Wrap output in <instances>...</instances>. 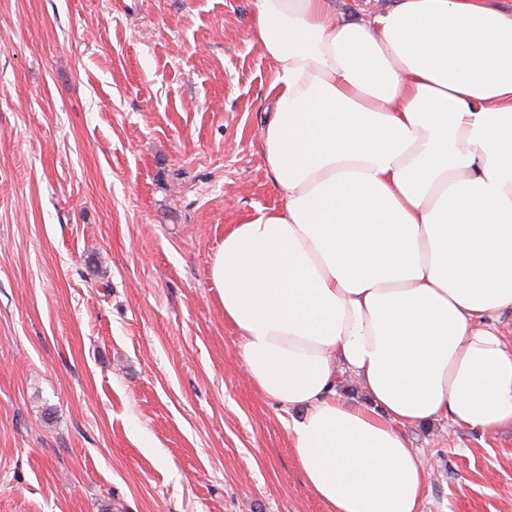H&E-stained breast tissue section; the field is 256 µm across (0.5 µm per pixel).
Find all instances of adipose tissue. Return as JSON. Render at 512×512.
Returning a JSON list of instances; mask_svg holds the SVG:
<instances>
[{
	"instance_id": "obj_1",
	"label": "adipose tissue",
	"mask_w": 512,
	"mask_h": 512,
	"mask_svg": "<svg viewBox=\"0 0 512 512\" xmlns=\"http://www.w3.org/2000/svg\"><path fill=\"white\" fill-rule=\"evenodd\" d=\"M272 68L264 164L282 199L210 276L257 391L303 415L325 512H421L402 429L512 425V0H254ZM368 395L338 396V368ZM392 0H335L336 13L344 19L368 18Z\"/></svg>"
}]
</instances>
